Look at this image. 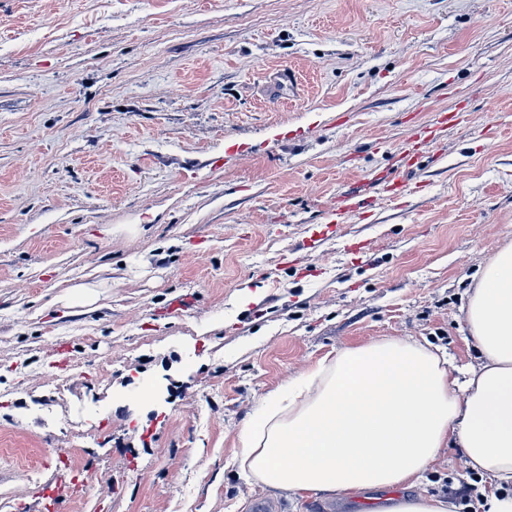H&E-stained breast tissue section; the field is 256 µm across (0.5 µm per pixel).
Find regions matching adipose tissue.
I'll return each instance as SVG.
<instances>
[{
	"label": "adipose tissue",
	"mask_w": 512,
	"mask_h": 512,
	"mask_svg": "<svg viewBox=\"0 0 512 512\" xmlns=\"http://www.w3.org/2000/svg\"><path fill=\"white\" fill-rule=\"evenodd\" d=\"M477 363L459 369L416 340L389 338L320 360L270 394L239 435L238 463L294 495L415 489L373 512H449L421 492L448 445L485 484L483 512H512V246L485 265L465 309Z\"/></svg>",
	"instance_id": "adipose-tissue-1"
}]
</instances>
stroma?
<instances>
[{
    "label": "stroma",
    "mask_w": 512,
    "mask_h": 512,
    "mask_svg": "<svg viewBox=\"0 0 512 512\" xmlns=\"http://www.w3.org/2000/svg\"><path fill=\"white\" fill-rule=\"evenodd\" d=\"M462 101L416 192L305 249L343 179ZM508 126L512 0H0V512L62 455L96 491L61 512H358L248 479L237 437L348 347L476 363ZM469 480L451 447L422 488Z\"/></svg>",
    "instance_id": "1"
}]
</instances>
